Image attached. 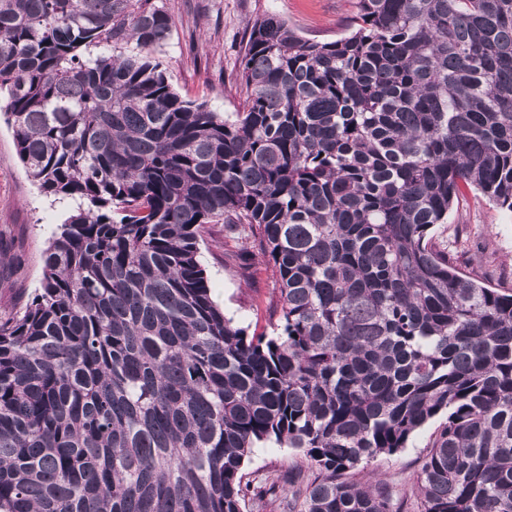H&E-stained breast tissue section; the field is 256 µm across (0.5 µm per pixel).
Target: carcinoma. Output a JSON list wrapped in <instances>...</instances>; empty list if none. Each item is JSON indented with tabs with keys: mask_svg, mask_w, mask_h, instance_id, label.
<instances>
[{
	"mask_svg": "<svg viewBox=\"0 0 512 512\" xmlns=\"http://www.w3.org/2000/svg\"><path fill=\"white\" fill-rule=\"evenodd\" d=\"M154 0H0L27 175L76 204L0 317V512H400L343 476L446 422L422 512H512V289L435 244L466 189L512 212V0H356L350 32L247 29L245 104L186 101ZM222 224L272 268L249 335L215 304ZM313 478H250L253 450ZM303 453L294 448H279L277 445L268 444L255 448L251 462L247 466V472L257 471L258 475L266 473L270 469L288 471L302 468L304 463Z\"/></svg>",
	"mask_w": 512,
	"mask_h": 512,
	"instance_id": "cac0c4a2",
	"label": "carcinoma"
}]
</instances>
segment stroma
Returning <instances> with one entry per match:
<instances>
[{
  "mask_svg": "<svg viewBox=\"0 0 512 512\" xmlns=\"http://www.w3.org/2000/svg\"><path fill=\"white\" fill-rule=\"evenodd\" d=\"M172 30L159 56L174 90L186 100L206 102L219 113L239 111L245 96L239 82L241 47L253 20L274 13L302 37L330 42L347 32L355 0H163ZM0 97V311L19 310L40 286L42 255L72 205L40 192L17 158L12 131ZM440 247L455 252L468 245L471 259L463 271L481 268L493 284L512 288V212L480 192L467 191L455 202L447 223L438 225ZM200 260L215 301L226 316L248 332L268 330L276 307V283L261 258L245 259L237 239L220 224L204 236ZM442 418L419 429L393 455L360 464L350 474L359 485L381 477L402 512H422L417 479ZM300 450L269 444L255 449L248 472L302 468Z\"/></svg>",
  "mask_w": 512,
  "mask_h": 512,
  "instance_id": "stroma-1",
  "label": "stroma"
}]
</instances>
